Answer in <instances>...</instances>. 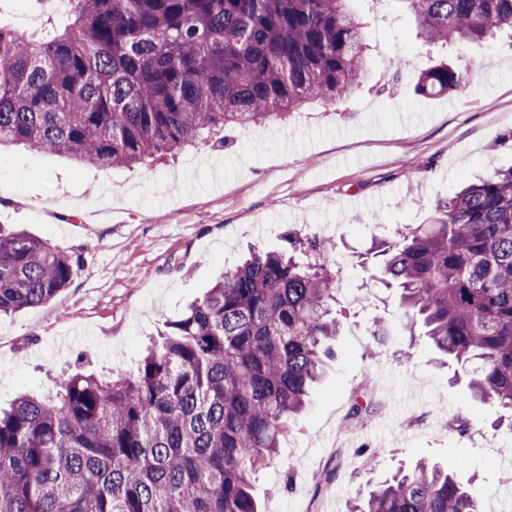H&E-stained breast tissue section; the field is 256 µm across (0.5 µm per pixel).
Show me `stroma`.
<instances>
[{
    "mask_svg": "<svg viewBox=\"0 0 512 512\" xmlns=\"http://www.w3.org/2000/svg\"><path fill=\"white\" fill-rule=\"evenodd\" d=\"M352 8L370 64L347 102L308 104L290 121L220 132L131 170L80 168L24 145L0 153V224L83 256L50 303L0 318L1 404L58 390L80 363L132 371L165 322L249 245L278 250L288 236L315 235L341 268L344 329L277 461L256 479L262 512H348L360 488L421 459L454 467L484 512H499L512 490V470L498 465L512 452V421L471 396L459 365L410 337L366 257L387 230L429 223L464 182L512 166V36L444 47L393 0ZM60 12L58 0H9L0 21L29 34ZM443 60L468 69V81L449 95H417L420 75ZM359 390L377 411L354 425L345 414ZM457 420L466 435L448 431ZM337 448V479L317 485Z\"/></svg>",
    "mask_w": 512,
    "mask_h": 512,
    "instance_id": "35a3bbf8",
    "label": "stroma"
}]
</instances>
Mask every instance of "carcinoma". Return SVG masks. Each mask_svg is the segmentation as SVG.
Returning a JSON list of instances; mask_svg holds the SVG:
<instances>
[{"instance_id":"1","label":"carcinoma","mask_w":512,"mask_h":512,"mask_svg":"<svg viewBox=\"0 0 512 512\" xmlns=\"http://www.w3.org/2000/svg\"><path fill=\"white\" fill-rule=\"evenodd\" d=\"M351 0H67L26 36L0 22V149L26 143L101 169L174 156L204 133L335 105L367 74ZM443 46L512 33V0H399ZM469 72L438 65L421 94ZM249 249L166 322L129 374L79 369L52 397L0 408V512H261L274 463L322 377L339 267L320 238ZM379 282L411 326L512 413V167L470 182L428 224L380 240ZM82 253L0 226V316L49 303ZM373 401L353 400L362 422ZM352 512H481L446 468L421 461Z\"/></svg>"}]
</instances>
